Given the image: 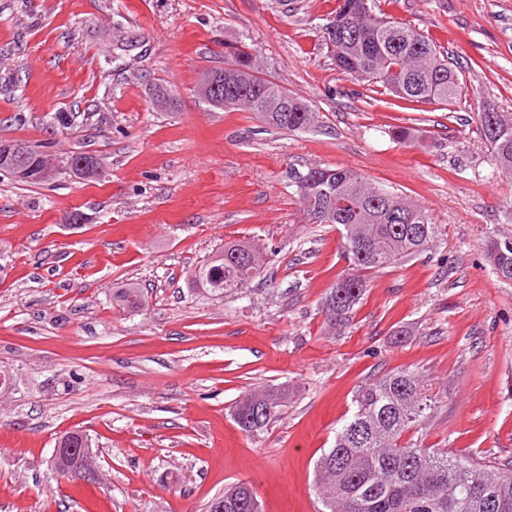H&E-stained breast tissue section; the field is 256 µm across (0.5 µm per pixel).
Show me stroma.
Masks as SVG:
<instances>
[{"mask_svg": "<svg viewBox=\"0 0 512 512\" xmlns=\"http://www.w3.org/2000/svg\"><path fill=\"white\" fill-rule=\"evenodd\" d=\"M337 0H0V141L109 174L19 183L0 173V512H207L244 482L263 512H319L314 467L358 385L419 369L440 404L423 446L512 457V283L482 245L512 234V174L477 114L512 116V0H371L432 37L459 74L453 105L402 101L337 70L322 28ZM251 44L318 124L278 130L195 93L224 45ZM175 97L153 106L155 84ZM398 127L416 131L400 141ZM344 167L406 194L448 233L371 275L351 326L323 303L345 267L332 224L311 223L296 175ZM86 223H70L73 212ZM228 241L275 248L245 294L194 288ZM136 284L139 309L113 307ZM403 339H396L397 329ZM287 388L281 417L243 433L232 403ZM81 431L102 479L53 465Z\"/></svg>", "mask_w": 512, "mask_h": 512, "instance_id": "1", "label": "stroma"}]
</instances>
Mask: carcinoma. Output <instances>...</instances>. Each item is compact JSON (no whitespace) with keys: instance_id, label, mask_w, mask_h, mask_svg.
Returning a JSON list of instances; mask_svg holds the SVG:
<instances>
[{"instance_id":"cac0c4a2","label":"carcinoma","mask_w":512,"mask_h":512,"mask_svg":"<svg viewBox=\"0 0 512 512\" xmlns=\"http://www.w3.org/2000/svg\"><path fill=\"white\" fill-rule=\"evenodd\" d=\"M369 0H339L323 37L336 68L361 82L380 83L409 102L451 105L459 91L458 74L436 43L420 31L377 18ZM224 108L244 109L266 125L290 132L311 128L316 112L303 97L266 78L256 55L243 41L224 50ZM490 155L497 168L512 171V118L478 113ZM38 162L17 176L9 164L0 171L29 184L42 182ZM298 197L307 215L342 227V235L364 241L361 251H343L347 268L326 297L323 311L338 333L352 320L364 295L369 273L423 255L445 235V227L402 195L369 185L349 168L314 167L296 176ZM487 256L497 278L512 283V237L492 238ZM262 257L250 242H226L224 249L195 270V283L216 296L242 294L260 275ZM117 306L136 309L138 288L113 294ZM288 389L245 392L231 407L240 429L265 433L280 417ZM354 410L336 430L331 448L316 462L314 480L321 512H512V459L473 458L446 448L405 443L403 435L428 418L435 401L415 369L386 372L358 386ZM62 448H90L88 435H63ZM84 455L64 453L55 467L70 476L82 470ZM244 482L224 488V512H261L256 495H242Z\"/></svg>"}]
</instances>
